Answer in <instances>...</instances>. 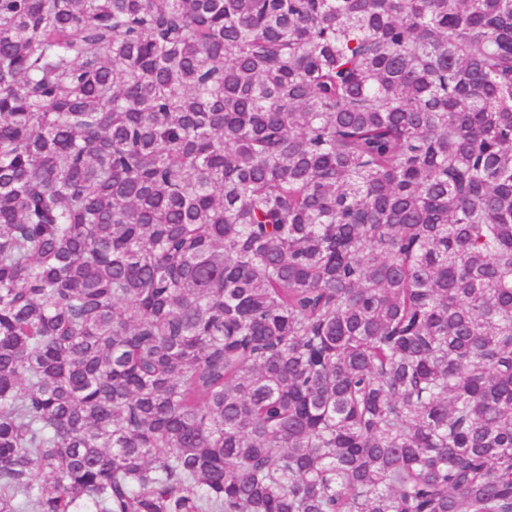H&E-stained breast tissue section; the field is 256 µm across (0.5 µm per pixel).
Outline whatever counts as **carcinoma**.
Instances as JSON below:
<instances>
[{"mask_svg": "<svg viewBox=\"0 0 512 512\" xmlns=\"http://www.w3.org/2000/svg\"><path fill=\"white\" fill-rule=\"evenodd\" d=\"M0 512H512V0H0Z\"/></svg>", "mask_w": 512, "mask_h": 512, "instance_id": "obj_1", "label": "carcinoma"}]
</instances>
